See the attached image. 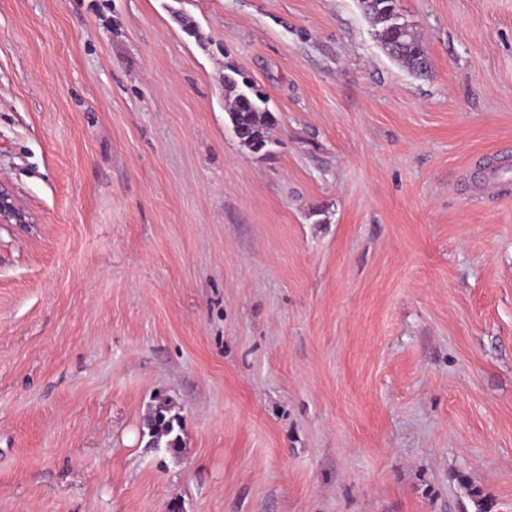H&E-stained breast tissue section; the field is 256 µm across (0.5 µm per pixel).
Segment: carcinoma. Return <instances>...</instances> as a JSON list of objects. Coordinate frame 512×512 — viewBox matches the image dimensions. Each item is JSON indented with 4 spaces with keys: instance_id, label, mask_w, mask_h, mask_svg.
Segmentation results:
<instances>
[{
    "instance_id": "1",
    "label": "carcinoma",
    "mask_w": 512,
    "mask_h": 512,
    "mask_svg": "<svg viewBox=\"0 0 512 512\" xmlns=\"http://www.w3.org/2000/svg\"><path fill=\"white\" fill-rule=\"evenodd\" d=\"M364 14L376 27V37L388 54L411 72L425 76L430 72L427 49L409 23L401 20L396 0H360ZM224 98L227 114L240 144L261 152L270 144L275 115L267 108V98L253 80L235 63L224 65ZM183 425L179 414L162 401L155 406L147 423L148 445L176 454L183 448Z\"/></svg>"
}]
</instances>
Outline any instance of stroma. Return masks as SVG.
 Masks as SVG:
<instances>
[{
  "mask_svg": "<svg viewBox=\"0 0 512 512\" xmlns=\"http://www.w3.org/2000/svg\"><path fill=\"white\" fill-rule=\"evenodd\" d=\"M396 3L428 76L359 0H0V512H512V0ZM360 3L388 54L411 72L426 76L430 72L427 49L412 25L401 21L396 0H360ZM224 98L240 144L252 152L266 149L271 144L270 130L277 123L276 117L266 107L268 101L262 90L232 61L224 65ZM33 216L14 188L0 181V224H32ZM148 432L142 433L149 437L148 445L153 448H164L170 454H176L183 448V425L179 413H172V408L165 402H159L148 419Z\"/></svg>",
  "mask_w": 512,
  "mask_h": 512,
  "instance_id": "1",
  "label": "stroma"
}]
</instances>
